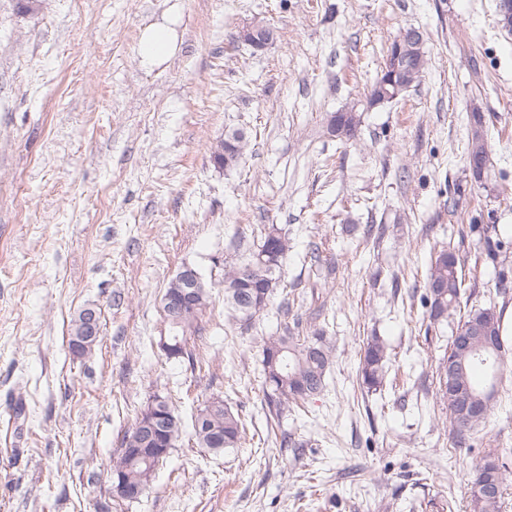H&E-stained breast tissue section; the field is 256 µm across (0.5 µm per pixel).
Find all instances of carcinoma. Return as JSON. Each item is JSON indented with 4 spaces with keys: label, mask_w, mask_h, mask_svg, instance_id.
Segmentation results:
<instances>
[{
    "label": "carcinoma",
    "mask_w": 512,
    "mask_h": 512,
    "mask_svg": "<svg viewBox=\"0 0 512 512\" xmlns=\"http://www.w3.org/2000/svg\"><path fill=\"white\" fill-rule=\"evenodd\" d=\"M343 131L336 139L343 141L355 137L360 125V116L349 112L338 117ZM486 134L483 117L473 115V126L469 138V150L483 146ZM289 249L288 238L275 227L270 228L258 252L243 265L224 269V298L243 317L250 320L263 311L275 296L279 286L276 270ZM252 268L254 282L261 286L262 293L240 287L241 272ZM462 285V267L459 256L450 249L439 250L431 261L426 276L424 306L433 322L448 317L458 304ZM210 286L204 280L197 287V307L176 317H165L168 324L169 340L173 349L168 358H182L188 354V340L199 332L198 319L208 307ZM502 314L496 307L478 309L469 313L458 327L468 334L465 348L449 343L448 354L454 359L453 370L439 365V396L447 405L451 435L458 446L467 444L473 431L490 422L491 413L480 419L465 420L455 416V401L448 395V383L455 384L461 396L476 403L485 399L484 384L488 379L498 380L506 363L504 339L501 334ZM84 317L78 315L73 321L69 345H75L79 353L90 352L98 343L97 339L86 340ZM389 362V347L378 336H372L363 343L360 359V378L369 389L382 386L386 366ZM332 365V349L322 336L301 337L295 329L284 326L282 333L268 336L262 344V368L267 386L265 400L271 411L280 414L290 405L319 396L325 387V376ZM157 414L162 418V431L152 444L156 452L138 455L134 451L136 426H131L123 435L121 450L112 463L110 479L112 485L121 482L138 483L148 487L155 468L165 459L181 437L183 425L168 400L157 403ZM245 433L241 416L231 410L224 400L213 397L200 409L193 422V436L199 447L213 452H222L240 447ZM495 461L487 454L477 461L472 469L470 488L471 512H501L505 490L507 464H499L498 493L487 497L477 488L479 474Z\"/></svg>",
    "instance_id": "obj_1"
}]
</instances>
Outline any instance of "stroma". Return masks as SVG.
Here are the masks:
<instances>
[{"label":"stroma","mask_w":512,"mask_h":512,"mask_svg":"<svg viewBox=\"0 0 512 512\" xmlns=\"http://www.w3.org/2000/svg\"><path fill=\"white\" fill-rule=\"evenodd\" d=\"M0 0V512H470L476 458L512 466V335L489 424L459 448L437 366L461 313L512 310V32L497 0ZM181 40L142 68V30ZM264 22L257 52L240 29ZM424 34L421 82L361 112L356 138L328 116L363 104L400 29ZM481 113L491 172L467 165ZM244 130L238 166L210 150ZM487 236L470 232V222ZM291 243L268 308L224 302V269L264 230ZM511 247L497 261L486 238ZM321 259L309 258L311 244ZM462 259L460 309L430 322V258ZM186 265L212 283L192 359H170L161 299ZM86 308L97 346L72 354ZM296 322L333 364L305 409L270 413L261 339ZM391 380L359 385L368 336ZM172 402L183 434L145 493L113 497L112 461L148 400ZM221 397L247 423L213 453L195 415ZM291 435L281 446L280 433ZM83 314L85 316L86 329L90 337H95L98 331V321L96 312L93 309H87L86 311L85 309L82 310L79 313L78 317L73 321L71 333L69 336V346L73 345V348L71 349L72 352L78 354V347L80 355H84L90 352L98 343L97 338L85 340L82 337L84 334ZM75 345H77V347Z\"/></svg>","instance_id":"1"}]
</instances>
